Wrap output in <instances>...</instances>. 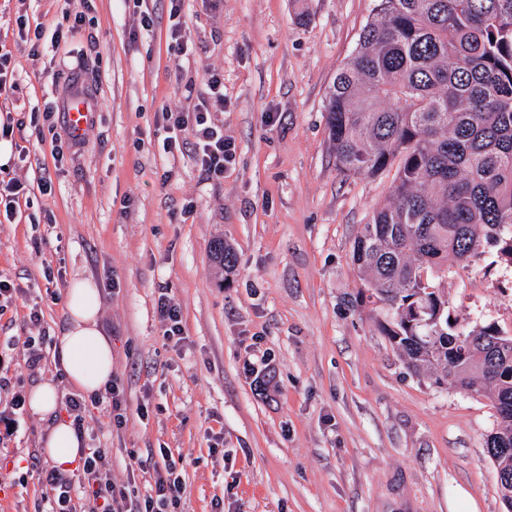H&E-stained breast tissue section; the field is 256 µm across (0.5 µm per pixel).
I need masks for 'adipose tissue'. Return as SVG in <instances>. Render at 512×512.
Listing matches in <instances>:
<instances>
[{
  "label": "adipose tissue",
  "instance_id": "obj_1",
  "mask_svg": "<svg viewBox=\"0 0 512 512\" xmlns=\"http://www.w3.org/2000/svg\"><path fill=\"white\" fill-rule=\"evenodd\" d=\"M68 325L53 349V359L71 388L86 395L103 391L112 380V343L99 324L100 293L88 279H74L67 292ZM58 391L38 385L31 393L32 413L46 421L44 451L53 465L71 470L80 457L82 438L70 422L56 419Z\"/></svg>",
  "mask_w": 512,
  "mask_h": 512
}]
</instances>
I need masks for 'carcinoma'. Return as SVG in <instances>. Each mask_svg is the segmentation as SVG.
Masks as SVG:
<instances>
[{"instance_id": "carcinoma-1", "label": "carcinoma", "mask_w": 512, "mask_h": 512, "mask_svg": "<svg viewBox=\"0 0 512 512\" xmlns=\"http://www.w3.org/2000/svg\"><path fill=\"white\" fill-rule=\"evenodd\" d=\"M326 112L342 173L396 166L354 242L348 304L372 306L414 374L491 399L486 453L512 502V335L457 331L427 276L486 247L512 264V0H377Z\"/></svg>"}]
</instances>
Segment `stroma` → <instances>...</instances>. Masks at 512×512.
<instances>
[{
    "mask_svg": "<svg viewBox=\"0 0 512 512\" xmlns=\"http://www.w3.org/2000/svg\"><path fill=\"white\" fill-rule=\"evenodd\" d=\"M140 25L132 0H0V54L20 89L0 97L26 165L4 171L31 185L29 202L0 223V279L26 288L0 300V410L42 381L72 397L53 360L67 325L72 280L91 278L112 376L127 400L122 425L103 408L85 443L111 449L112 477L146 493L137 458L169 449L186 485L180 512H507L485 439L492 402L417 377L369 307L352 309L362 281L352 248L388 199L394 170L347 176L328 138L326 98L376 0H184L196 55L177 56L162 16ZM53 29L88 19L66 41H19L15 19ZM224 73L212 117L235 142L218 181L190 153L164 152L161 106L188 109L209 68ZM99 105L79 144L62 113L31 123L32 107L62 104L68 74ZM65 159L56 164L54 146ZM50 172L53 191L38 189ZM233 267L212 259L215 241ZM434 284L458 327L512 333V265L488 249L449 264ZM182 313L183 339L164 343L160 289ZM38 309L40 326L29 320ZM49 332L31 370L26 337ZM43 422L23 407L0 431V483L10 512H44L38 467Z\"/></svg>",
    "mask_w": 512,
    "mask_h": 512,
    "instance_id": "stroma-1",
    "label": "stroma"
}]
</instances>
